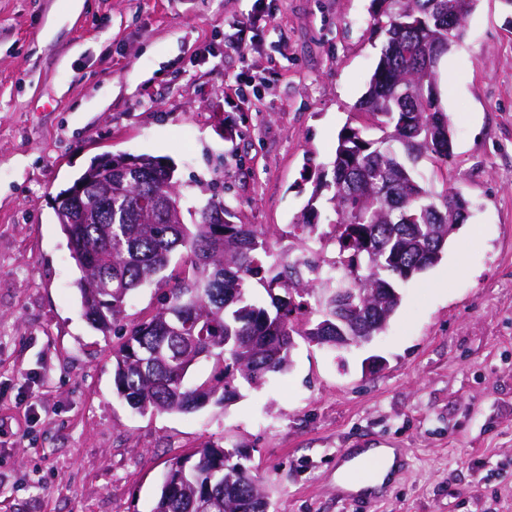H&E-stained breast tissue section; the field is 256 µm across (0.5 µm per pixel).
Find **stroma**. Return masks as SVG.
<instances>
[{
	"mask_svg": "<svg viewBox=\"0 0 512 512\" xmlns=\"http://www.w3.org/2000/svg\"><path fill=\"white\" fill-rule=\"evenodd\" d=\"M0 0V512H152L178 456L238 449L269 512H512V26L476 0L439 64L453 130L434 192L470 217L441 260L398 282L371 344L296 338L292 366L224 405L146 414L119 397L118 339L85 317L53 200L105 154L166 160L182 210L211 199L269 233L271 262L359 107L383 34L373 0ZM382 357L372 372L363 364ZM406 452L388 495L344 496V450ZM259 2L261 0H255L250 12L246 15V18L241 21L238 25L237 32L235 34V38L232 41L231 45L234 49H237L240 52H243L249 49L253 45L254 35H250L253 33V13L257 10L259 6Z\"/></svg>",
	"mask_w": 512,
	"mask_h": 512,
	"instance_id": "obj_1",
	"label": "stroma"
}]
</instances>
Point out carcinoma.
<instances>
[{"instance_id": "obj_1", "label": "carcinoma", "mask_w": 512, "mask_h": 512, "mask_svg": "<svg viewBox=\"0 0 512 512\" xmlns=\"http://www.w3.org/2000/svg\"><path fill=\"white\" fill-rule=\"evenodd\" d=\"M453 0H379L371 28L385 41L361 106L376 116L381 136L367 139L346 127L338 136L331 175H320L289 234L297 255L283 270L267 262V232L233 224L229 205L212 200L186 224L182 212L155 223L171 186L158 157H139L137 175L112 171V198L89 196L73 206L74 223L62 225L81 272L77 288L84 315L120 344L113 351L118 393L142 413H185L214 400H231L242 379L252 387L290 365L292 336L336 335V278L320 273L309 241L323 201L336 213L326 244L345 265L346 287L396 288L434 265L448 238L469 217L461 191L425 187L419 161L448 162L452 137L440 100L423 101L411 86L437 75L433 62L462 36L465 20L448 24ZM224 210V223L212 215ZM188 267L174 285L163 272L175 255ZM260 283L270 304L248 294ZM162 291L148 319L128 325L123 313L131 293L145 285ZM315 299L316 320L302 321ZM400 298L370 304L376 326L390 320ZM210 361L213 375L186 382L193 361ZM236 452L207 444L197 458L173 461L153 512H259L262 477Z\"/></svg>"}]
</instances>
